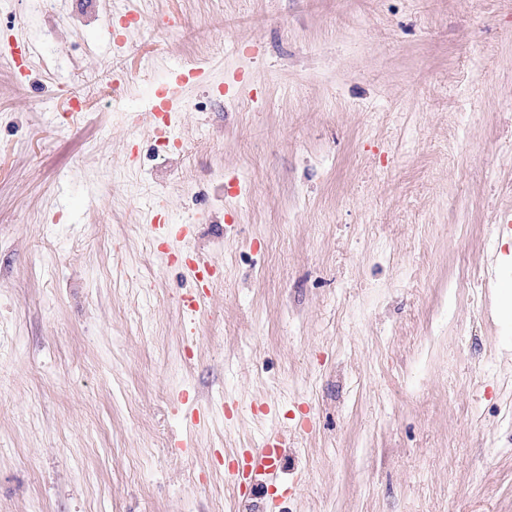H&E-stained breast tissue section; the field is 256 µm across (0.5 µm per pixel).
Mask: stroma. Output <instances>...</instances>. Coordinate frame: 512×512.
I'll return each instance as SVG.
<instances>
[{"mask_svg":"<svg viewBox=\"0 0 512 512\" xmlns=\"http://www.w3.org/2000/svg\"><path fill=\"white\" fill-rule=\"evenodd\" d=\"M9 34L0 512H512V0H0ZM198 66L170 146L131 125ZM274 427L279 484L227 481ZM9 47L15 78L17 82L24 83L30 71L33 46L29 41L15 37L9 42ZM186 267L188 273L200 284L203 288L195 296L182 298V307L189 312H199L205 305L207 292L204 288H210L213 282L212 266L205 256L196 253L187 257Z\"/></svg>","mask_w":512,"mask_h":512,"instance_id":"35a3bbf8","label":"stroma"}]
</instances>
